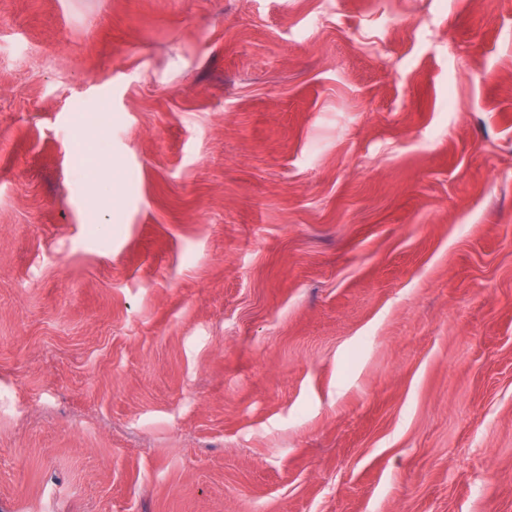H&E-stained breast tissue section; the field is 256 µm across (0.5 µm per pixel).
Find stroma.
I'll use <instances>...</instances> for the list:
<instances>
[{
	"instance_id": "35a3bbf8",
	"label": "stroma",
	"mask_w": 512,
	"mask_h": 512,
	"mask_svg": "<svg viewBox=\"0 0 512 512\" xmlns=\"http://www.w3.org/2000/svg\"><path fill=\"white\" fill-rule=\"evenodd\" d=\"M0 512H512V0H0Z\"/></svg>"
}]
</instances>
